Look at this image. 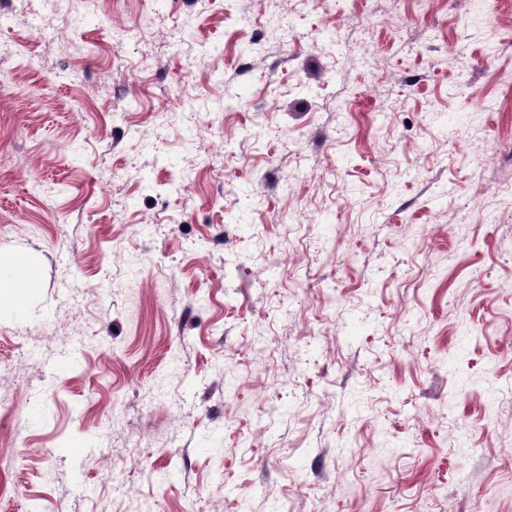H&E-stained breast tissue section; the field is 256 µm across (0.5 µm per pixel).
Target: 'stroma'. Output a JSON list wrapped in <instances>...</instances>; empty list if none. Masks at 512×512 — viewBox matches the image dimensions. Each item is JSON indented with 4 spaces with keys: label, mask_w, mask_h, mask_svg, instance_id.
I'll use <instances>...</instances> for the list:
<instances>
[{
    "label": "stroma",
    "mask_w": 512,
    "mask_h": 512,
    "mask_svg": "<svg viewBox=\"0 0 512 512\" xmlns=\"http://www.w3.org/2000/svg\"><path fill=\"white\" fill-rule=\"evenodd\" d=\"M510 188L512 0H0V512H512Z\"/></svg>",
    "instance_id": "obj_1"
}]
</instances>
